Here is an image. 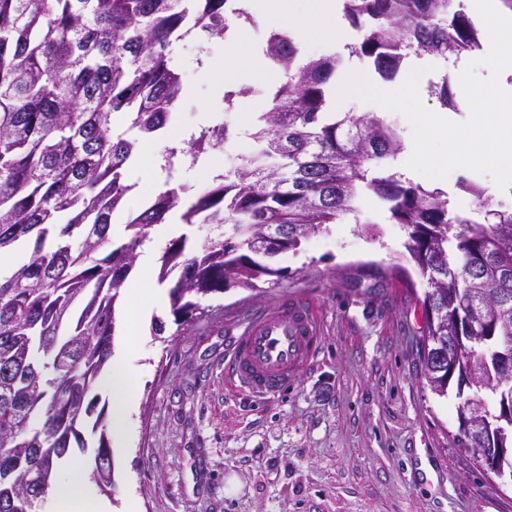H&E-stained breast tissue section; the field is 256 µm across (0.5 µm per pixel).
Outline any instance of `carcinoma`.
<instances>
[{
	"label": "carcinoma",
	"mask_w": 512,
	"mask_h": 512,
	"mask_svg": "<svg viewBox=\"0 0 512 512\" xmlns=\"http://www.w3.org/2000/svg\"><path fill=\"white\" fill-rule=\"evenodd\" d=\"M229 0H0V254L27 244V262L0 278V512H32L72 449L96 436L91 476L105 494L99 457L112 453L107 408L93 389L110 356L115 310L146 229L175 209L183 224L209 227L198 249L182 234L160 257L170 314L182 326L203 302L231 289L276 286L285 269L264 260L270 238L295 252L311 234L355 211L364 191L388 205L426 281L422 347L431 391L456 385L458 430L483 425L494 447H512V210L476 221L456 215L448 194L388 168L402 149L376 112L325 111L336 57L298 60L293 40L268 36L264 56L286 80L251 136L257 154L200 192L165 174V190L113 245L112 216L131 189L125 172L139 141L164 129L183 93L170 50L191 31L221 38ZM360 32L353 53L391 77L410 56L457 60L479 47L481 30L457 0H341ZM130 119V136L112 114ZM228 124L187 146L194 158L224 145Z\"/></svg>",
	"instance_id": "cac0c4a2"
}]
</instances>
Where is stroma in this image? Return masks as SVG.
Returning <instances> with one entry per match:
<instances>
[{"label":"stroma","instance_id":"1","mask_svg":"<svg viewBox=\"0 0 512 512\" xmlns=\"http://www.w3.org/2000/svg\"><path fill=\"white\" fill-rule=\"evenodd\" d=\"M287 30L255 15L230 19L226 36L206 49L180 41L174 63L194 93L182 97L173 123L198 128L200 105L222 108L232 87L269 105L284 80L279 68H245L228 85L198 58L259 48L270 32ZM459 177L439 183L456 213L512 208V187L468 172L484 190L478 198L458 187ZM356 208L280 255L287 276L278 286L212 296L189 326L176 325L165 305L142 312L133 291L141 271L133 269L112 338L136 390L124 436L111 443L112 512H126L131 500L138 512H512V493L456 441L458 398L427 384L424 284L402 225L373 193ZM296 297L317 306L320 350L281 396L250 401L226 384L224 350L254 310ZM156 317L166 324L159 336Z\"/></svg>","mask_w":512,"mask_h":512}]
</instances>
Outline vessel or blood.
<instances>
[{"instance_id": "b4317fda", "label": "vessel or blood", "mask_w": 512, "mask_h": 512, "mask_svg": "<svg viewBox=\"0 0 512 512\" xmlns=\"http://www.w3.org/2000/svg\"><path fill=\"white\" fill-rule=\"evenodd\" d=\"M320 322L307 299H290L240 324L224 358V377L238 392L262 400L287 390L319 349Z\"/></svg>"}]
</instances>
